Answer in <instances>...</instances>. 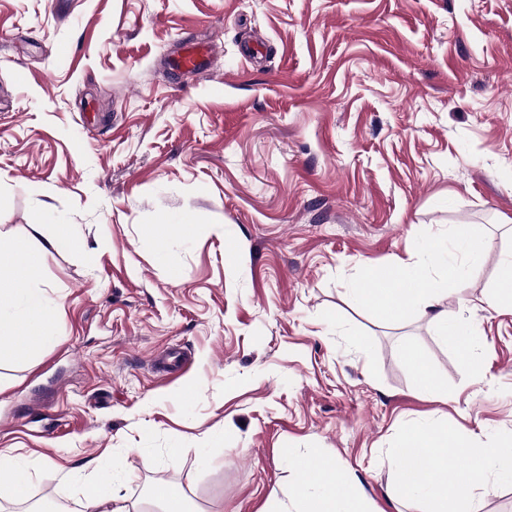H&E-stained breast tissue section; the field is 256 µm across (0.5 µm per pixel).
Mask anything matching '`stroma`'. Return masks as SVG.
<instances>
[{"label":"stroma","mask_w":512,"mask_h":512,"mask_svg":"<svg viewBox=\"0 0 512 512\" xmlns=\"http://www.w3.org/2000/svg\"><path fill=\"white\" fill-rule=\"evenodd\" d=\"M191 42L203 67L174 68ZM56 224L84 244L37 277L58 340L0 362L26 501L80 512L112 467L139 512L169 485L264 512L318 457L375 512H422L387 496L404 424L512 445V313L487 301L512 252V0H0V247ZM467 225L481 257L442 306L477 369L349 291ZM407 359L418 383L432 392L438 393L441 391L440 387L435 384L428 371L424 357L416 346L408 349Z\"/></svg>","instance_id":"35a3bbf8"}]
</instances>
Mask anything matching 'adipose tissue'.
<instances>
[{
	"label": "adipose tissue",
	"instance_id": "adipose-tissue-1",
	"mask_svg": "<svg viewBox=\"0 0 512 512\" xmlns=\"http://www.w3.org/2000/svg\"><path fill=\"white\" fill-rule=\"evenodd\" d=\"M479 240L476 229L469 226L455 230L444 242L425 239L415 259L368 272L365 279L352 283L350 292L390 322L400 321L405 310H417L437 325L446 346L462 359H474L481 345L479 337L463 321L449 318L441 301L453 295L464 279L453 254L475 258ZM42 256V251L32 249L24 239L0 250V280L5 283L0 289V333L11 337L8 346L0 345V359L34 355L56 341L52 319L60 300L34 284ZM435 268L445 270L443 283L432 279ZM451 448L468 449L472 464L454 469L433 464V457ZM398 449L401 463L389 496L423 499L429 512H476L487 482L512 483L511 449L472 447L467 437L444 423L407 424ZM423 459L429 462L424 470L417 466ZM316 465L317 480L302 479L290 490L287 502L277 504L273 512H372L369 500L353 492L352 478L343 465L333 461Z\"/></svg>",
	"mask_w": 512,
	"mask_h": 512
}]
</instances>
